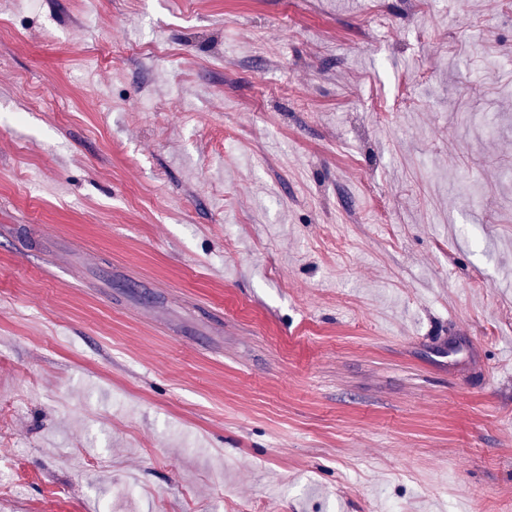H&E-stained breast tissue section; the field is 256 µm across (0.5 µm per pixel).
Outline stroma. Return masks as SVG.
Masks as SVG:
<instances>
[{
    "mask_svg": "<svg viewBox=\"0 0 512 512\" xmlns=\"http://www.w3.org/2000/svg\"><path fill=\"white\" fill-rule=\"evenodd\" d=\"M496 59L512 0H0V512H512Z\"/></svg>",
    "mask_w": 512,
    "mask_h": 512,
    "instance_id": "35a3bbf8",
    "label": "stroma"
}]
</instances>
